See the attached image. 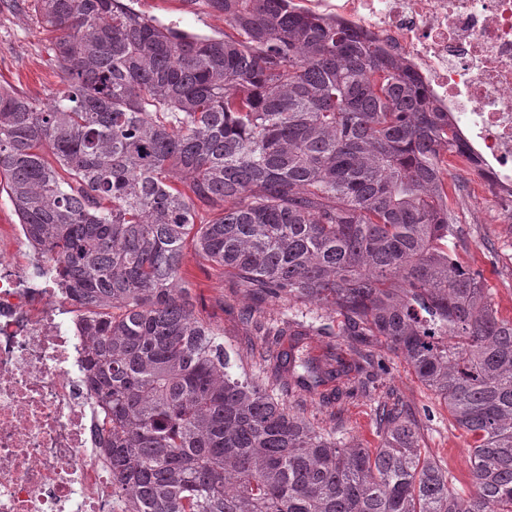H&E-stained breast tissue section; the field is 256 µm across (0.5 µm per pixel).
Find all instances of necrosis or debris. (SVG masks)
Wrapping results in <instances>:
<instances>
[{"label": "necrosis or debris", "mask_w": 512, "mask_h": 512, "mask_svg": "<svg viewBox=\"0 0 512 512\" xmlns=\"http://www.w3.org/2000/svg\"><path fill=\"white\" fill-rule=\"evenodd\" d=\"M409 66L466 145L462 175L512 223V0H293ZM0 225V512H112L79 317Z\"/></svg>", "instance_id": "4bbe7bcc"}]
</instances>
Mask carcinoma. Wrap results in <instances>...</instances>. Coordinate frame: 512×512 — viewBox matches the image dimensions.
Returning <instances> with one entry per match:
<instances>
[{"mask_svg": "<svg viewBox=\"0 0 512 512\" xmlns=\"http://www.w3.org/2000/svg\"><path fill=\"white\" fill-rule=\"evenodd\" d=\"M220 38L122 0H40L65 90L0 87V178L84 315L114 512H512V318L449 242L464 143L402 62L289 0H204ZM288 303L249 376L195 315L185 248ZM356 359L300 351L324 319ZM293 345L281 348V339ZM384 339L471 435L462 484L406 410L378 448L284 395L375 389Z\"/></svg>", "mask_w": 512, "mask_h": 512, "instance_id": "obj_1", "label": "carcinoma"}]
</instances>
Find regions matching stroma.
<instances>
[{"instance_id":"1","label":"stroma","mask_w":512,"mask_h":512,"mask_svg":"<svg viewBox=\"0 0 512 512\" xmlns=\"http://www.w3.org/2000/svg\"><path fill=\"white\" fill-rule=\"evenodd\" d=\"M135 10L163 23L201 35H222L227 26L222 16L210 13L202 0H132ZM52 35L38 15L37 0H0V86L16 89L43 103L51 102L64 89L48 47ZM450 200L456 218L454 250L463 265L482 270L492 300L503 317H512V224L496 223L476 187L463 185L456 163L448 165ZM188 286L196 315L222 328L225 345L248 351L255 332L242 324L240 313L257 309L269 323L288 313L286 303L256 302L237 290L222 269L209 266L187 251ZM382 367L371 395H355L331 404L318 396H306L305 418L336 427L353 444L379 447L381 435L376 409L383 403L406 405L415 423L420 444L430 455L462 478L468 473L471 438L453 425L447 406L415 375L413 369L383 345L373 348Z\"/></svg>"}]
</instances>
